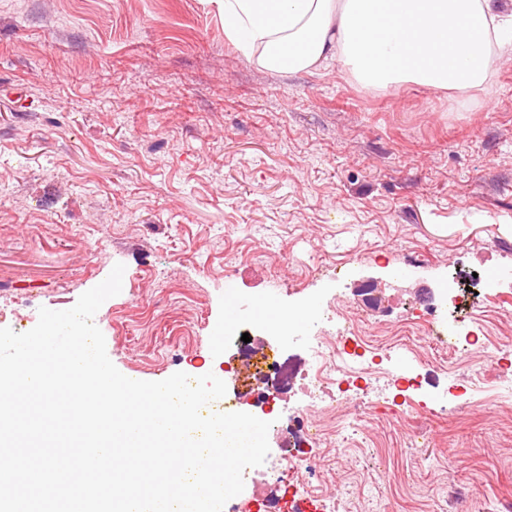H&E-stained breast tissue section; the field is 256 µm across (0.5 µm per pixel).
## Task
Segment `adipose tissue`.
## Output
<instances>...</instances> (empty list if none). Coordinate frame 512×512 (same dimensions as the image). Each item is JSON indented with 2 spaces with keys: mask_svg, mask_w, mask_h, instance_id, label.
<instances>
[{
  "mask_svg": "<svg viewBox=\"0 0 512 512\" xmlns=\"http://www.w3.org/2000/svg\"><path fill=\"white\" fill-rule=\"evenodd\" d=\"M224 33L267 70L335 60L364 85L478 86L512 59L500 0H218Z\"/></svg>",
  "mask_w": 512,
  "mask_h": 512,
  "instance_id": "ef3b65f1",
  "label": "adipose tissue"
}]
</instances>
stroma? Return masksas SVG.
Masks as SVG:
<instances>
[{"instance_id":"1","label":"stroma","mask_w":512,"mask_h":512,"mask_svg":"<svg viewBox=\"0 0 512 512\" xmlns=\"http://www.w3.org/2000/svg\"><path fill=\"white\" fill-rule=\"evenodd\" d=\"M124 264L94 317L134 379L224 371L258 388L219 336L316 300L370 319L383 364L421 374L404 408L376 388L348 451L307 449L348 512H512V403L431 428L448 385L424 342L396 348L416 293L512 265V67L486 83L372 88L335 61L299 73L247 60L211 0H0V328L70 309ZM308 398L304 348L277 354ZM424 439L406 445L408 428Z\"/></svg>"}]
</instances>
